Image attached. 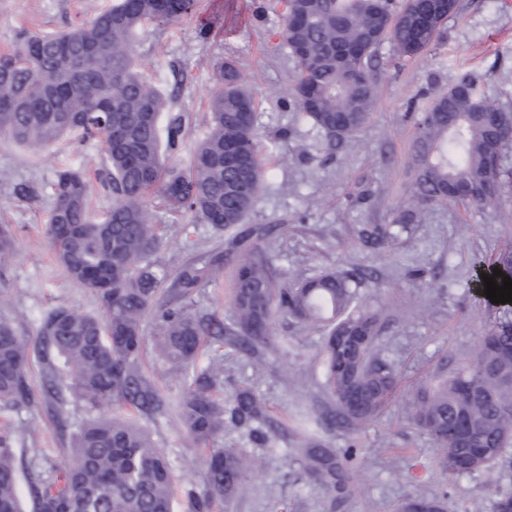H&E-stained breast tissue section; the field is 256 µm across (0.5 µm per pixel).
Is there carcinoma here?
Listing matches in <instances>:
<instances>
[{
	"label": "carcinoma",
	"mask_w": 512,
	"mask_h": 512,
	"mask_svg": "<svg viewBox=\"0 0 512 512\" xmlns=\"http://www.w3.org/2000/svg\"><path fill=\"white\" fill-rule=\"evenodd\" d=\"M195 0H114L112 6L68 31L26 36L0 54V137L35 151L66 137L100 141L103 168L90 177L65 168L52 185L47 235L69 279L93 292L99 317L55 307L40 324L35 345L63 360L74 395L96 409L124 404L140 412L160 404L138 363L146 343L175 365L193 363L206 336L257 354L274 341L277 315L305 326L327 327L323 348L326 386L336 403L335 423L355 431L375 422L396 393L397 371L379 354L387 312L361 306L365 275L327 270L313 277L282 275L260 245L276 227L250 225L261 186L265 150L254 96L240 70L222 64V83L209 99L210 124L187 166L178 157L183 115L169 117L167 96L137 67L131 44L149 23L169 24L190 14ZM458 0L440 11L427 0H284L280 47L294 61L293 98L326 149L353 141L368 124L376 99L378 49L388 41L416 56L439 41ZM463 92L441 94L415 116L411 202L389 224H353L354 244L382 250L423 210L468 200L497 203L512 151V111L490 83L461 78ZM97 182L111 204L96 213ZM185 211L219 231L245 228L227 240V252L182 263L170 272L153 256L162 244L159 209ZM15 249L12 225L0 224V272ZM234 262L231 316L225 323L189 310L187 301L224 265ZM153 334H144L146 315ZM512 319L483 336L470 364L435 385H422L409 402L410 420L440 447L450 476L487 472L512 447ZM29 343L0 321V405L30 404ZM219 361L198 372L178 403L193 445L206 448L202 485L177 476L149 431L133 419L99 417L76 437L60 473H30L31 512H173L177 492L187 512H215L246 491L257 471L247 453L212 448L226 426L249 428L266 418L254 392L241 389L230 406L217 394ZM306 471L336 489L345 471L336 450L302 440ZM12 433L0 431V512H25L20 502Z\"/></svg>",
	"instance_id": "cac0c4a2"
}]
</instances>
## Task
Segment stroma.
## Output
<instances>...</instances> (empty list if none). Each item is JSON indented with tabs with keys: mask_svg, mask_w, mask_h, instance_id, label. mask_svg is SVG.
I'll list each match as a JSON object with an SVG mask.
<instances>
[{
	"mask_svg": "<svg viewBox=\"0 0 512 512\" xmlns=\"http://www.w3.org/2000/svg\"><path fill=\"white\" fill-rule=\"evenodd\" d=\"M112 0H0V52L20 34L42 36L67 29L110 7ZM281 0H196L193 12L165 26L146 25L133 55L171 101L186 114V142L208 129L207 102L222 62L234 61L253 90L262 141L271 142L265 180L250 221L281 224L284 232L264 241L274 266L313 276L326 268L359 269L363 304L389 308L381 356L399 373L400 389L380 418L348 431L329 425L335 408L322 372L326 332L284 317L274 320L275 344L255 356L211 338L194 365L176 367L145 350L144 377L164 402L162 410L135 414L115 405L110 415L136 417L165 453L175 474L203 479V453L190 447L174 407L195 371L224 364L223 395L251 389L275 424L265 439L245 428L225 427L218 448H237L261 460L250 492L224 503L221 512H398L409 497L435 495L445 512H495L512 494V448L491 473L448 476L434 440L407 417L413 390L471 362L484 331L502 319L476 288L477 261L512 252V182L496 206L436 205L423 221L386 249L366 252L349 235L353 224H387L406 207L415 126L422 112L461 76L491 83L501 105L512 109V0H459L443 39L430 51L403 56L391 45L378 50L380 67L372 119L354 146L327 152L324 137L297 112L291 95L293 63L279 46ZM100 147L90 143L55 155L0 140V223L15 230V250L0 278V318L34 339L45 314L66 305L99 314L95 296L71 282L45 235L56 172L61 165L94 167ZM163 242L156 254L167 267L224 250L225 236L187 213L159 212ZM425 269V280L409 270ZM231 267L216 272L190 302L200 315L230 314ZM30 405L0 408V428L13 431L19 470L68 464L81 428L97 417L76 399L65 379L50 380L38 353L28 369ZM314 436L337 454L352 450L347 479L332 492L310 482L300 441Z\"/></svg>",
	"mask_w": 512,
	"mask_h": 512,
	"instance_id": "1",
	"label": "stroma"
}]
</instances>
